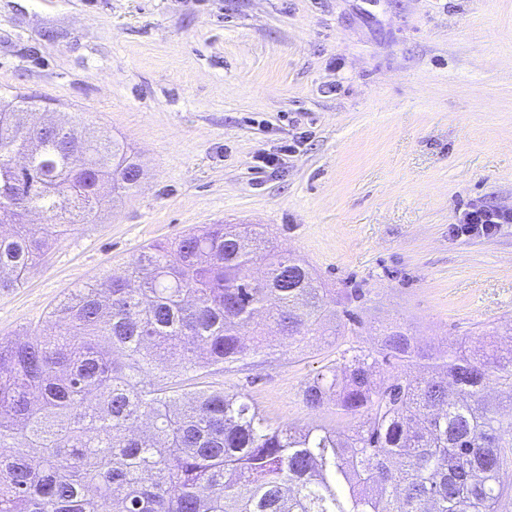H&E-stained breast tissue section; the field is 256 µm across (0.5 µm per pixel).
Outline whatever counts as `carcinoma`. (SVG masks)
I'll return each instance as SVG.
<instances>
[{"label": "carcinoma", "instance_id": "carcinoma-1", "mask_svg": "<svg viewBox=\"0 0 512 512\" xmlns=\"http://www.w3.org/2000/svg\"><path fill=\"white\" fill-rule=\"evenodd\" d=\"M0 290L136 188L124 141L31 121L0 95ZM46 224L33 229L28 215ZM258 261L267 276L250 278ZM309 268L254 224H206L144 248L123 274L73 289L55 334L0 338V512H508L512 348L466 340L422 353L402 327L336 348L302 390L344 427L272 423L242 392L185 391L317 336H356ZM391 368L397 375L379 377ZM509 413H503L504 409ZM22 444L31 454L7 452Z\"/></svg>", "mask_w": 512, "mask_h": 512}]
</instances>
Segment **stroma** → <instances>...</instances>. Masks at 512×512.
Instances as JSON below:
<instances>
[{"instance_id":"35a3bbf8","label":"stroma","mask_w":512,"mask_h":512,"mask_svg":"<svg viewBox=\"0 0 512 512\" xmlns=\"http://www.w3.org/2000/svg\"><path fill=\"white\" fill-rule=\"evenodd\" d=\"M0 92L110 128L143 172L0 292V338L205 224L267 225L332 297L364 289L363 345L397 324L426 350L512 335V223L451 232L512 212V0H0ZM335 357L310 336L203 380L336 427L301 399ZM511 223L512 213L481 207L466 213L460 224H453L451 231L460 236L490 235L500 224Z\"/></svg>"}]
</instances>
